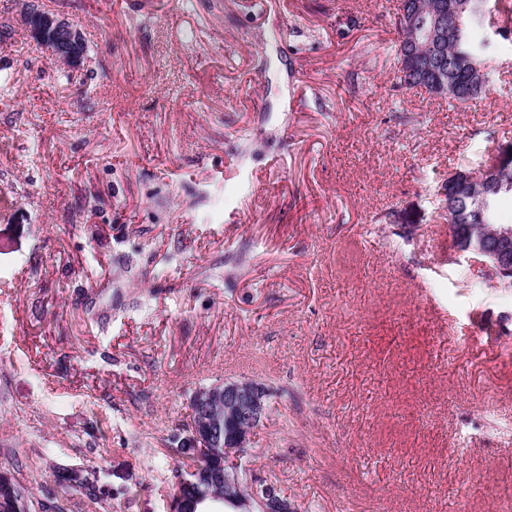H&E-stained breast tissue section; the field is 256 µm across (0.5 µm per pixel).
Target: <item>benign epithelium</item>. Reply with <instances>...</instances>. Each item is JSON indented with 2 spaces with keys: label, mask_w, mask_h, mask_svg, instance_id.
Segmentation results:
<instances>
[{
  "label": "benign epithelium",
  "mask_w": 512,
  "mask_h": 512,
  "mask_svg": "<svg viewBox=\"0 0 512 512\" xmlns=\"http://www.w3.org/2000/svg\"><path fill=\"white\" fill-rule=\"evenodd\" d=\"M469 7V0H450L440 6L438 12L425 21L422 36L425 45L442 42L448 31L460 27V19ZM24 21L30 32L40 41H50L54 46L55 62L72 70L83 67L85 51L82 35L53 13L37 7L25 12ZM458 61L453 57L436 61L410 45L405 51V74H426L434 77L435 84L447 86V81L457 71ZM512 147L505 145L479 174L457 172L453 174L448 193V231L454 250L475 259L482 265L490 279L500 282L512 280V225L499 224L486 235L476 230L487 225L489 198L496 194L503 182L498 179L500 170H512ZM191 403L198 422L186 429L183 438L185 456L202 453L211 459L224 458V498L237 500L241 497V478L237 468L239 458L250 443V433L265 417V398L261 388L251 381L222 380L196 390ZM236 426L231 440L222 441L225 423ZM224 445V453L217 454L216 446ZM196 469H189L178 477L176 491L171 499L170 512H192L191 500L183 499L180 488L193 482ZM252 496L261 505L262 512H295L296 505L283 495L266 477H257L251 489Z\"/></svg>",
  "instance_id": "benign-epithelium-1"
}]
</instances>
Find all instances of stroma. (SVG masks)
Returning <instances> with one entry per match:
<instances>
[{
	"instance_id": "obj_1",
	"label": "stroma",
	"mask_w": 512,
	"mask_h": 512,
	"mask_svg": "<svg viewBox=\"0 0 512 512\" xmlns=\"http://www.w3.org/2000/svg\"><path fill=\"white\" fill-rule=\"evenodd\" d=\"M85 39L54 64L22 21ZM0 0V471L28 512H169L190 397L264 383L296 512H512V286L455 261L456 169L512 143L396 90L397 0ZM24 21L40 43L48 49L51 45L41 41L53 43L55 62L72 70L83 67L85 51L82 35L78 31L39 6L29 8L25 12Z\"/></svg>"
}]
</instances>
